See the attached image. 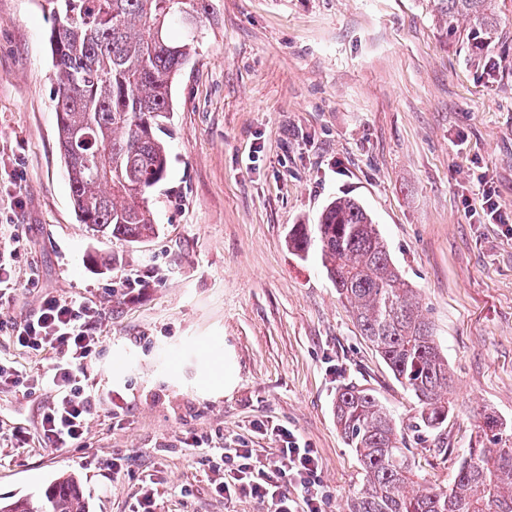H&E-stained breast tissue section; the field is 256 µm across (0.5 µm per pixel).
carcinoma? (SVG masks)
<instances>
[{"mask_svg": "<svg viewBox=\"0 0 512 512\" xmlns=\"http://www.w3.org/2000/svg\"><path fill=\"white\" fill-rule=\"evenodd\" d=\"M58 146L79 221L102 237L139 243L158 227L151 190L166 177L160 136L173 111L172 87L193 58L204 0H46ZM448 35L478 54L502 37L497 0H439ZM86 136L74 138L76 127ZM318 246L322 267L394 378L415 401L408 430L440 433L453 405L448 358L392 261L370 212L338 197L317 224H295L288 246L300 258ZM336 421L363 481L349 512H512V427L483 415L474 441L444 488L411 495L404 431L367 388L342 386ZM0 512H89L79 479L63 475L40 496L0 502Z\"/></svg>", "mask_w": 512, "mask_h": 512, "instance_id": "carcinoma-1", "label": "carcinoma"}]
</instances>
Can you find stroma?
Listing matches in <instances>:
<instances>
[{"label":"stroma","instance_id":"35a3bbf8","mask_svg":"<svg viewBox=\"0 0 512 512\" xmlns=\"http://www.w3.org/2000/svg\"><path fill=\"white\" fill-rule=\"evenodd\" d=\"M497 4L507 44L477 60L449 38L439 0H207L205 38L173 86L168 171L150 198L159 232L128 243L93 235L71 202L53 16L44 0H0V236L21 241L0 361L31 376L53 363L1 330L43 294L102 311L90 369L102 400L81 446L39 443L51 391L33 379L0 389V498L65 473L89 512H130L148 476L163 512H266L218 496V472L181 439L252 448L263 466L281 425L317 449L325 512H348L363 471L336 426L337 389L372 390L403 426L415 404L318 253L288 248L292 225L318 223L339 196L372 213L448 356V455L408 439L418 487L450 482L478 412L512 424V0ZM481 177L500 223L481 219ZM211 365L224 391L205 386Z\"/></svg>","mask_w":512,"mask_h":512}]
</instances>
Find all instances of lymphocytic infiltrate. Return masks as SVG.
Instances as JSON below:
<instances>
[{"mask_svg":"<svg viewBox=\"0 0 512 512\" xmlns=\"http://www.w3.org/2000/svg\"><path fill=\"white\" fill-rule=\"evenodd\" d=\"M102 311L72 298L45 295L35 313L11 326L16 343L33 352L52 351L55 360L36 376L37 384L53 391L51 406L41 419V441L49 448L80 444L100 396L89 383L88 363L100 342L94 327ZM280 442L275 465L253 469L249 448H206L202 454L214 469L230 467L236 483L221 481L222 496L244 493L269 504L273 512H322L317 490L321 469L316 449L286 428L274 431Z\"/></svg>","mask_w":512,"mask_h":512,"instance_id":"lymphocytic-infiltrate-1","label":"lymphocytic infiltrate"}]
</instances>
